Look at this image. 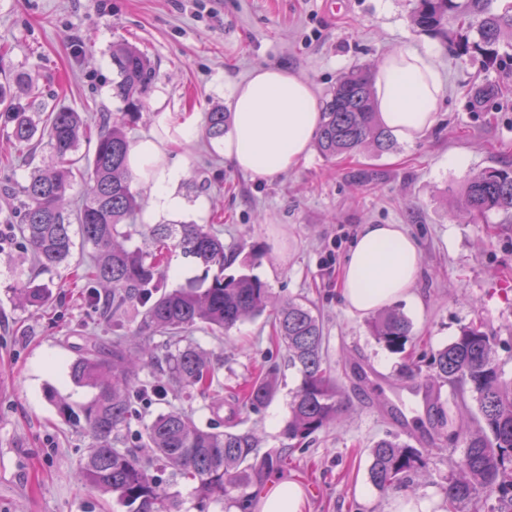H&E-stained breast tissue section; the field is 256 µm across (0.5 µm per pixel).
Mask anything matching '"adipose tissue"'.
I'll use <instances>...</instances> for the list:
<instances>
[{"instance_id":"obj_1","label":"adipose tissue","mask_w":512,"mask_h":512,"mask_svg":"<svg viewBox=\"0 0 512 512\" xmlns=\"http://www.w3.org/2000/svg\"><path fill=\"white\" fill-rule=\"evenodd\" d=\"M373 105L379 123L409 142L423 138L438 121L443 84L429 53L402 48L384 56L372 74ZM321 105L311 84L279 66H257L232 97L225 157L258 179L296 168L307 157L321 122ZM163 151L146 139L131 151L135 177L151 176L153 208L173 213L184 207L170 189L177 172L162 163ZM420 252L401 224L363 225L341 270L337 293L347 310L361 317L415 300ZM302 486L291 480L268 483L258 512H306Z\"/></svg>"}]
</instances>
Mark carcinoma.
Returning <instances> with one entry per match:
<instances>
[{"mask_svg":"<svg viewBox=\"0 0 512 512\" xmlns=\"http://www.w3.org/2000/svg\"><path fill=\"white\" fill-rule=\"evenodd\" d=\"M491 0H416L411 22L420 32L448 38V16L476 32L477 39L457 43L459 56L480 55L490 66L498 63L499 43L504 32H512V9L495 12ZM112 67L118 80L112 95L123 103L121 112L102 116L97 135L79 113L66 108L46 113L35 120L12 94V86L23 83L20 76L0 77V119L10 125V138L19 151L34 142L45 144L56 158L51 171H33L21 193L24 197L20 224L15 233L32 255L38 273L52 272L68 264L75 246L72 226H77L82 243L93 253L76 274L91 299L102 301L103 309L120 311L141 308V320L131 335L141 338L142 354L149 352L155 337L165 339V378H140L147 361L117 336L107 345L92 343L69 366V377L79 387L96 393L80 413L59 401L64 420L85 429L94 439L82 468V482L103 495H114L127 512H178L175 496L152 472L158 461L172 468L187 483L195 485L199 512L224 504L227 488H246L262 482L284 468L288 457L280 451L257 453L252 434L229 429L217 431L200 425L181 408L156 415L139 433L137 443L121 438L133 416L139 415L135 399L150 395L164 398L168 386L201 393L223 389L218 371L207 356L186 341L189 329L201 324L212 333H223L238 322L260 315L272 307L271 340L284 348L288 364L298 368L301 382L289 401L285 436L299 442L326 427L342 409L336 382L323 367L324 328L315 309L293 300L276 301L270 288L247 274L224 277V267L233 264L236 253L226 252L224 241L205 224H154L149 236L154 250L131 249L117 240L118 226L140 207L132 190L128 170L131 142L126 125L139 119L143 98L157 78L147 57L127 42L112 45ZM501 94L500 84L485 82L473 86L469 99L474 109ZM227 113H207L205 135L223 140ZM94 142L92 156H75L81 140ZM365 147L382 154L396 148L393 134L381 126L372 105L371 75L358 68L342 75L331 98L326 101L323 123L317 133V149L327 159H345ZM86 185L76 213L66 210V194L73 178ZM464 209L479 217L490 212L512 213V166L489 167L465 183ZM175 241L184 254L218 273L206 288L190 281L168 289L169 267L164 250ZM15 292L21 303L44 308L49 288L37 277L18 280ZM373 336L387 349L402 353L411 335L407 317L386 309L373 317ZM432 381L448 383L477 402L479 418L475 428L453 426L451 435L462 441L456 462L458 474L448 478L444 494L448 512H482L493 499L495 512H512V382L502 378L494 359L493 341L482 327L470 324L434 356ZM278 392L277 368L247 384L244 409L266 407ZM428 448H413L397 437L376 441L369 448L370 482L380 491L398 490L413 474L426 466Z\"/></svg>","mask_w":512,"mask_h":512,"instance_id":"carcinoma-1","label":"carcinoma"}]
</instances>
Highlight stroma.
<instances>
[{"label":"stroma","mask_w":512,"mask_h":512,"mask_svg":"<svg viewBox=\"0 0 512 512\" xmlns=\"http://www.w3.org/2000/svg\"><path fill=\"white\" fill-rule=\"evenodd\" d=\"M415 0H0V72L22 73L17 101L32 112L66 107L89 126L101 113L118 112L112 96L113 43L144 53L158 77L144 97L140 119L127 133L132 143L162 140L168 166L180 171L175 194L183 212L154 215L150 190L132 223L127 246L148 247V228L160 224L213 225L237 259L230 274L258 276L282 300L313 305L324 325V365L345 394V409L326 428L292 449L279 472L299 482L308 512H398L402 501L425 502L445 512L444 487L461 453L459 443L418 440L430 454L424 472L406 490L384 493L368 480L373 441L400 434L385 411L384 392L356 386L355 364H366L389 384L405 389L432 371L434 354L461 327L481 325L495 359L512 381V217H471L461 205L466 180L490 166L512 163V79L485 68L480 57L458 58L453 46L416 31ZM429 52L444 83L438 122L422 139L398 141L382 155L362 150L347 159H325L318 150L297 168L269 179L235 169L215 142L202 135L171 144L176 127L207 112L229 108L235 87L259 65H276L306 78L326 100L338 78L374 66L400 48ZM504 81L501 99L473 111L471 86ZM456 164H449V157ZM46 146L21 159L0 127V193L19 190L30 171L50 170ZM0 197V512H126L116 498L81 481L93 445L89 433L58 414L54 397L87 403L88 387L72 383L68 365L81 347L109 342L116 327L130 330L139 317L101 313L85 290L71 287L67 268L40 275L52 292L48 309L15 305L11 288L27 277L29 254L13 241L18 223ZM365 224H402L421 251L415 283L418 304L395 307L412 325L405 352L387 350L370 320L351 314L337 282L345 256ZM270 319H247L223 337H193L224 382L223 404L195 392L168 394L140 404L146 416L173 407L201 422H223L238 407L237 393L262 368H278L279 391L245 429L258 452L290 447L284 436L291 391L300 383L284 349L269 340Z\"/></svg>","instance_id":"stroma-1"}]
</instances>
